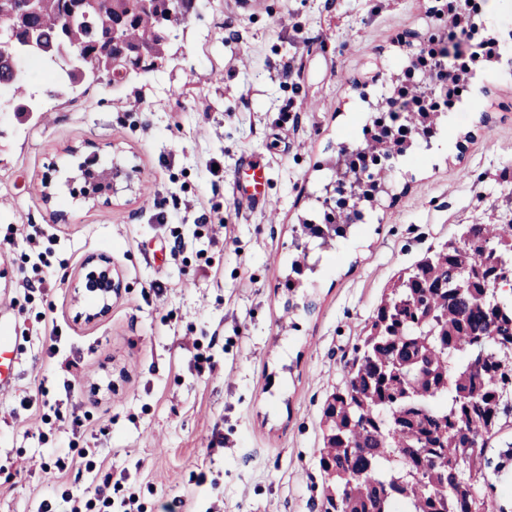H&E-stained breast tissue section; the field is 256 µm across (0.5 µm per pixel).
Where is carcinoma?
<instances>
[{
    "mask_svg": "<svg viewBox=\"0 0 512 512\" xmlns=\"http://www.w3.org/2000/svg\"><path fill=\"white\" fill-rule=\"evenodd\" d=\"M40 2L14 40L0 41V56L41 60L52 99L112 75L98 44L117 8L133 17L124 41L164 60L178 5L106 0L73 16L67 0ZM1 87L19 115L40 111L26 79L2 67ZM510 418L512 221L471 224L399 273L327 397L316 449L323 512H493L477 493L448 495V484L490 467L487 436Z\"/></svg>",
    "mask_w": 512,
    "mask_h": 512,
    "instance_id": "cac0c4a2",
    "label": "carcinoma"
}]
</instances>
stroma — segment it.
<instances>
[{
    "label": "stroma",
    "instance_id": "obj_1",
    "mask_svg": "<svg viewBox=\"0 0 512 512\" xmlns=\"http://www.w3.org/2000/svg\"><path fill=\"white\" fill-rule=\"evenodd\" d=\"M443 2L201 0L153 72L25 120L0 99V320L20 344L0 512H117L132 492L141 512H322V408L386 289L463 225L512 221V0H481L499 57L287 286L339 152L411 64L399 40L448 31ZM90 155L140 178L83 204L67 180ZM248 158L272 211L242 194ZM100 255L124 288L90 321Z\"/></svg>",
    "mask_w": 512,
    "mask_h": 512
}]
</instances>
